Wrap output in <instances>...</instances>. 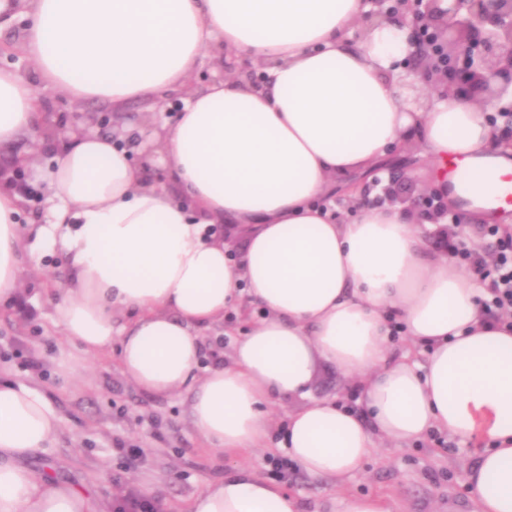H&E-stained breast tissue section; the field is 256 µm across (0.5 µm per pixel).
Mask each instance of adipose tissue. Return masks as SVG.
Instances as JSON below:
<instances>
[{
    "instance_id": "adipose-tissue-1",
    "label": "adipose tissue",
    "mask_w": 512,
    "mask_h": 512,
    "mask_svg": "<svg viewBox=\"0 0 512 512\" xmlns=\"http://www.w3.org/2000/svg\"><path fill=\"white\" fill-rule=\"evenodd\" d=\"M364 0H30L23 49L33 88L0 67V146L37 126L41 91L113 111L186 87L205 47L251 63L187 93L160 140L181 192L142 182L126 150L98 133L63 142L48 167L36 245L59 246L73 272L55 323L89 354L118 345L123 374L152 394L188 393L197 432L219 451L264 446L268 406L302 399L279 445L312 478L344 480L379 441L436 430L489 446L470 486L478 512H512V328L488 320L484 293L446 254L425 257L423 216L357 203L339 222L323 204L406 142L439 164L445 202L493 194L512 172L482 102L448 90L416 107L402 80L411 48L399 20L365 22ZM23 199L0 190V304L18 292ZM245 236L231 251L219 230ZM262 311L231 360L202 369L203 332L229 308ZM127 323L118 324V315ZM400 330L427 359L395 354ZM354 383L362 404L309 399L317 370ZM43 392L0 382V512H106L97 499L36 476L55 441ZM189 512H297L276 482L238 464Z\"/></svg>"
}]
</instances>
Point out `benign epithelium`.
I'll use <instances>...</instances> for the list:
<instances>
[{
	"label": "benign epithelium",
	"mask_w": 512,
	"mask_h": 512,
	"mask_svg": "<svg viewBox=\"0 0 512 512\" xmlns=\"http://www.w3.org/2000/svg\"><path fill=\"white\" fill-rule=\"evenodd\" d=\"M365 2L374 21L407 8L409 43L428 80L450 91L456 82H475L486 104L512 89V0Z\"/></svg>",
	"instance_id": "benign-epithelium-1"
}]
</instances>
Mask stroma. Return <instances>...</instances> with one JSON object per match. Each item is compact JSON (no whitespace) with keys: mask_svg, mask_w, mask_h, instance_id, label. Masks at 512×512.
<instances>
[{"mask_svg":"<svg viewBox=\"0 0 512 512\" xmlns=\"http://www.w3.org/2000/svg\"><path fill=\"white\" fill-rule=\"evenodd\" d=\"M25 25L26 8L20 4L13 19L0 25V66H10L37 88L39 72L19 49ZM249 68V63L205 48L188 89L204 90L228 70ZM184 92L178 89L153 101L133 102L118 112L58 92L44 93L38 133L0 147V180L8 179L24 199L19 224L43 223L44 185L32 168L51 162L62 142L60 129L76 121L121 141L144 183L177 193L160 155L146 154L145 146L176 121ZM20 155L28 157L29 166L16 167L14 159ZM400 171L413 176L421 192L431 189L437 166L414 144L355 182L367 196L387 186L391 173ZM71 280L72 271L59 252L24 257L21 289L12 303L0 306V378L37 386L59 417L52 450L33 464L36 474L71 482L106 501L148 489L160 501L158 512H188L199 490L223 477L227 467L243 463L264 478H277L298 512H344L348 498L363 495L381 498L391 512H476L467 475L485 448L478 439L450 450L430 436L406 448L389 444L375 449L361 469L339 485L310 478L294 464L277 476L271 465L277 435L297 406L296 401L279 400L269 406L271 428L265 448L237 455L210 448L192 424L188 395L162 396L136 388L121 370L117 348L85 354L55 325V304ZM248 315L245 309L225 311L223 320L208 332L204 367L229 362Z\"/></svg>","mask_w":512,"mask_h":512,"instance_id":"35a3bbf8","label":"stroma"}]
</instances>
